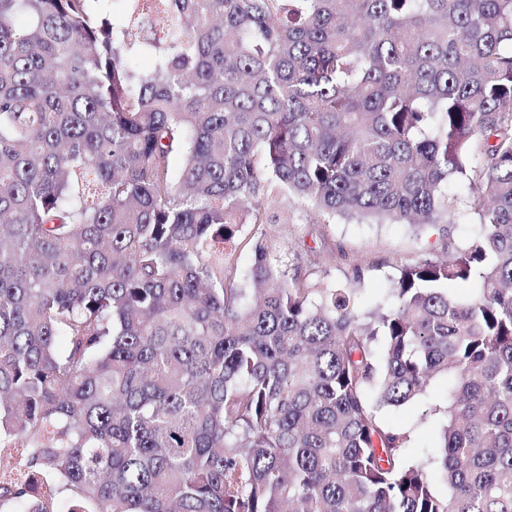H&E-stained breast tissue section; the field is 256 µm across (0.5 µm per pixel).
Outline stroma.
Segmentation results:
<instances>
[{
	"mask_svg": "<svg viewBox=\"0 0 512 512\" xmlns=\"http://www.w3.org/2000/svg\"><path fill=\"white\" fill-rule=\"evenodd\" d=\"M270 216L272 233L280 248H287L289 242L300 235L307 245L322 251L326 280L346 281L352 263H361L363 279L357 289V301L364 308L371 307L397 280L401 263L439 253L446 238L461 239L472 230L468 224L421 227L356 224L341 219L333 224H322L311 207L288 199L281 200ZM447 386L446 379L433 380L421 399L385 411L384 418L390 427L409 434L411 457L431 456L440 420L425 416L424 411L443 403Z\"/></svg>",
	"mask_w": 512,
	"mask_h": 512,
	"instance_id": "stroma-1",
	"label": "stroma"
}]
</instances>
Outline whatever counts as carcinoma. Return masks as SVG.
<instances>
[{
	"mask_svg": "<svg viewBox=\"0 0 512 512\" xmlns=\"http://www.w3.org/2000/svg\"><path fill=\"white\" fill-rule=\"evenodd\" d=\"M105 2L0 0V512H512V0ZM282 193L476 228L362 310ZM448 382L439 378L433 380L427 388L425 395L414 402L385 411L386 423L397 430L410 435V447L406 448L412 458H425L431 456L434 443L440 427V418L431 416L424 418L423 411L435 405L442 404Z\"/></svg>",
	"mask_w": 512,
	"mask_h": 512,
	"instance_id": "obj_1",
	"label": "carcinoma"
}]
</instances>
